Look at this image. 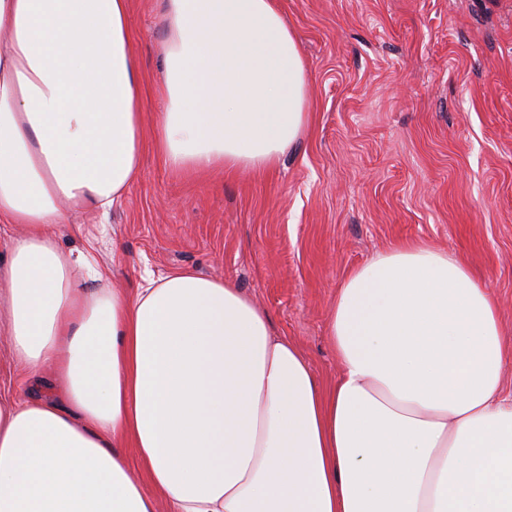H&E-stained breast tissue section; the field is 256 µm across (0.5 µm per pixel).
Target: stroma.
Masks as SVG:
<instances>
[{
	"instance_id": "obj_1",
	"label": "stroma",
	"mask_w": 512,
	"mask_h": 512,
	"mask_svg": "<svg viewBox=\"0 0 512 512\" xmlns=\"http://www.w3.org/2000/svg\"><path fill=\"white\" fill-rule=\"evenodd\" d=\"M308 71L310 123L270 170L184 175L153 147L162 0H130L146 117L140 172L108 218L63 225L112 287L190 270L233 284L323 385L346 274L425 241L464 261L512 338V0H277ZM30 382L0 335V397Z\"/></svg>"
}]
</instances>
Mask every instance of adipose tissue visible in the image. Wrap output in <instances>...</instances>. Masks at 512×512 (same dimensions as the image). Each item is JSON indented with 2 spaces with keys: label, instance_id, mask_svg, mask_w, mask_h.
I'll return each mask as SVG.
<instances>
[{
  "label": "adipose tissue",
  "instance_id": "ef3b65f1",
  "mask_svg": "<svg viewBox=\"0 0 512 512\" xmlns=\"http://www.w3.org/2000/svg\"><path fill=\"white\" fill-rule=\"evenodd\" d=\"M153 132L183 173L267 170L304 135L308 78L276 0H163ZM0 333L63 398L0 401V512H512L497 304L408 241L352 269L322 387L234 286H100L59 225L109 214L141 167L130 0H0ZM132 443L147 482L133 478Z\"/></svg>",
  "mask_w": 512,
  "mask_h": 512
}]
</instances>
